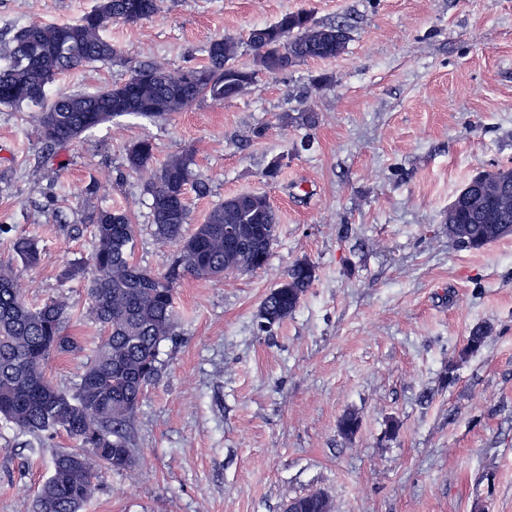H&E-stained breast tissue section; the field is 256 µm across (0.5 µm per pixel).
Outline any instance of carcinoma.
Wrapping results in <instances>:
<instances>
[{"label":"carcinoma","instance_id":"cac0c4a2","mask_svg":"<svg viewBox=\"0 0 512 512\" xmlns=\"http://www.w3.org/2000/svg\"><path fill=\"white\" fill-rule=\"evenodd\" d=\"M159 11L160 0H98L73 23H33L16 32L7 54L0 55V104L40 107L35 121L45 158L57 159L81 134L117 117L163 119L200 97L222 104L240 96L261 74L286 73L308 59L336 57L350 41L343 25H320L305 11L285 13L276 22L249 31L250 68L234 63L238 41L219 37L210 42L200 66L173 70L159 62H131L129 76L121 82L93 94L60 93L48 99L60 74L120 55L103 35L109 25L150 20ZM153 156L148 139L127 148L132 170L151 171L146 190L157 237L178 243L180 253L170 271L153 273L132 259L135 227L124 212L101 208L90 215L96 240L90 267L77 263L66 276L86 280L90 311L102 330L93 347L68 333L73 312L65 301L29 305L13 270L0 267V419L22 435L49 439L64 433L82 447L54 455L51 474L37 493L36 512H83L98 468L121 471L133 464L132 430L145 388L159 374V345L177 336L178 281L187 275L217 278L262 270L276 241L275 211L258 193L225 199L205 223L185 234L192 157L176 155L155 169ZM504 178L505 170L496 167L459 191L448 206V238L472 250L498 241L486 213L512 224V187L502 186ZM226 224L241 229L232 246L224 241ZM13 252L28 267L40 260L32 238L16 239ZM315 279L312 262H295L262 301L261 330L269 332L291 316ZM489 333L487 326L473 328L462 354L479 353ZM86 352L90 362L73 387L60 388L47 378L45 367L54 355L80 357ZM359 428L355 412L346 413L338 423L339 433L348 439ZM292 503L304 512H332L329 498L321 492Z\"/></svg>","mask_w":512,"mask_h":512}]
</instances>
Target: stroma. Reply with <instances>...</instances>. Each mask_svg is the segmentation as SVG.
Masks as SVG:
<instances>
[{
	"instance_id": "35a3bbf8",
	"label": "stroma",
	"mask_w": 512,
	"mask_h": 512,
	"mask_svg": "<svg viewBox=\"0 0 512 512\" xmlns=\"http://www.w3.org/2000/svg\"><path fill=\"white\" fill-rule=\"evenodd\" d=\"M96 0H0V53L20 28L78 19ZM305 10L341 24L345 53L260 76L224 105L164 120L122 116L41 159L35 107L0 105V263L29 303L65 300L71 332L93 345L81 279L94 210L128 212L135 261L166 273L178 254L155 234L146 179L126 146L149 139L154 164L193 156L191 224L225 198L266 195L279 229L266 269L181 280L176 341L135 421L136 462L99 469L85 512H283L320 491L332 512H512V237L481 250L449 239L448 206L475 174L512 166V0H162L105 36L120 59L61 75L52 92L123 81L128 61L180 69L209 42ZM308 109L314 128L283 119ZM282 168L268 178L274 162ZM35 238L25 269L14 238ZM307 259L317 278L295 313L259 328L264 297ZM491 333L462 356L470 330ZM348 412L361 424L343 438ZM66 435L47 445L0 421V512H34Z\"/></svg>"
}]
</instances>
